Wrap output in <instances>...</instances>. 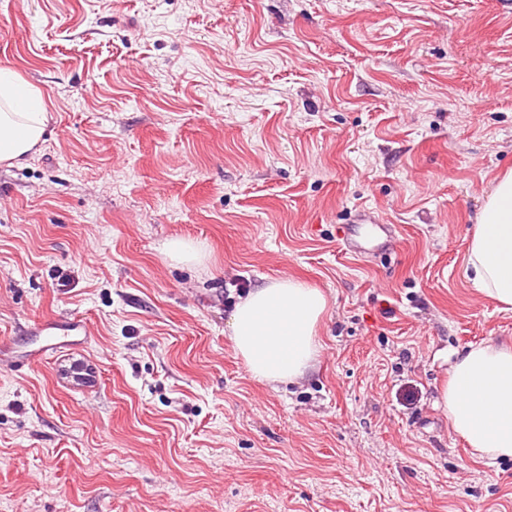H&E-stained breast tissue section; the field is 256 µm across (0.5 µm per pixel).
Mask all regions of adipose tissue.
Masks as SVG:
<instances>
[{"instance_id":"obj_1","label":"adipose tissue","mask_w":512,"mask_h":512,"mask_svg":"<svg viewBox=\"0 0 512 512\" xmlns=\"http://www.w3.org/2000/svg\"><path fill=\"white\" fill-rule=\"evenodd\" d=\"M41 92L0 67V164H24L44 141ZM466 272L481 294L512 310V170L496 176L469 240ZM325 293L280 277L250 290L231 314V341L252 378L287 383L308 375L322 350ZM436 408L479 456L512 457V341L468 346L447 369Z\"/></svg>"}]
</instances>
